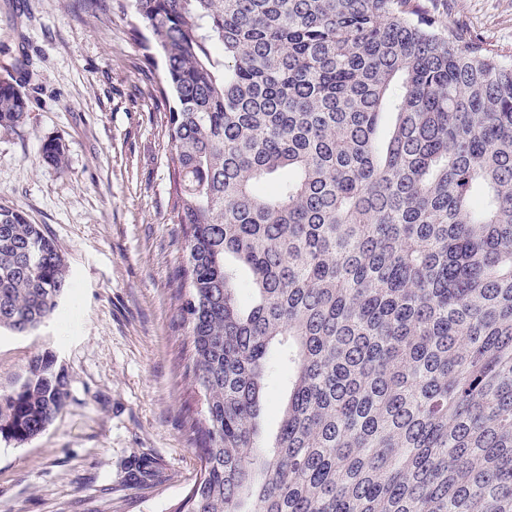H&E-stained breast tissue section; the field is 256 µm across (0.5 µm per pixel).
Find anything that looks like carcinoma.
Returning <instances> with one entry per match:
<instances>
[{
	"instance_id": "1",
	"label": "carcinoma",
	"mask_w": 512,
	"mask_h": 512,
	"mask_svg": "<svg viewBox=\"0 0 512 512\" xmlns=\"http://www.w3.org/2000/svg\"><path fill=\"white\" fill-rule=\"evenodd\" d=\"M131 7L173 102L204 404L186 416L200 476L173 512H512V62L417 0ZM25 115L0 78V128ZM70 288L54 240L1 202L0 329L35 332ZM66 399L56 356H34L0 393V438H35ZM288 398L286 374L281 369L272 378L267 390V402L263 406L261 424L267 436H272L277 426V409Z\"/></svg>"
}]
</instances>
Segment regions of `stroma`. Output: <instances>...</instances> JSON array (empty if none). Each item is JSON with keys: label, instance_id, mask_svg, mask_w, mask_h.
Segmentation results:
<instances>
[{"label": "stroma", "instance_id": "stroma-1", "mask_svg": "<svg viewBox=\"0 0 512 512\" xmlns=\"http://www.w3.org/2000/svg\"><path fill=\"white\" fill-rule=\"evenodd\" d=\"M427 17L512 56V0H420ZM119 0H0V77L29 99L0 129V202L41 225L72 287L33 334L0 332V393L52 352L68 398L24 443L0 439V512H172L199 477L184 427L201 411L175 293L163 60ZM64 162L43 161L48 139Z\"/></svg>", "mask_w": 512, "mask_h": 512}]
</instances>
